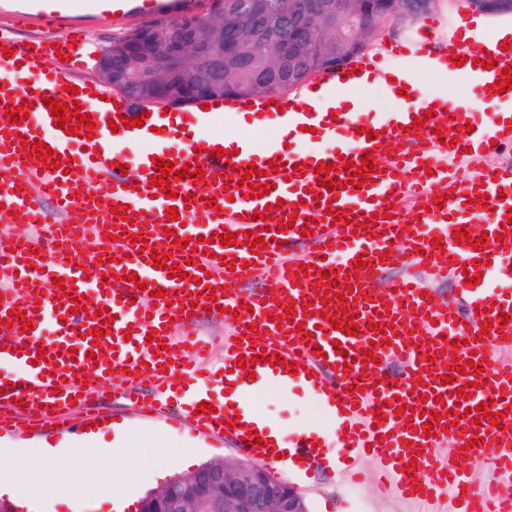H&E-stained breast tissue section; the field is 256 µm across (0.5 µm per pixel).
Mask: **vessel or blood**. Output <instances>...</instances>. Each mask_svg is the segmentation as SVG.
Wrapping results in <instances>:
<instances>
[{
    "mask_svg": "<svg viewBox=\"0 0 512 512\" xmlns=\"http://www.w3.org/2000/svg\"><path fill=\"white\" fill-rule=\"evenodd\" d=\"M89 0H54L52 7L34 12H15L14 27L30 31L28 44H20L5 32L0 44L12 58L0 54V221L17 218L34 225L36 236L0 234V319L10 311L24 313L23 322H11L9 333L0 336V432L21 425L40 430L58 423L71 405L82 408V427L104 423L98 401L124 383V397L143 416H150L170 395L186 396L180 420L195 435L221 438L237 451L258 449L248 430L234 426L244 410L258 411V402L248 407L218 408L215 420L198 414L199 395L206 382L202 373L209 363L210 341L201 336L198 311L190 295L211 286L223 290L217 303L235 311L232 336L224 343V365L231 368L235 384L254 392L267 385L308 389L331 415L336 437L344 450L333 471L355 478L363 463H373L383 491L428 512H512V498L496 492V485L512 482V169L482 166L485 154L497 153L512 142V122L500 113H486L471 121L469 112L454 102L438 105L435 115L426 108L397 113L385 120L343 106L336 113H273L274 138L256 148L250 135L236 138L232 160L212 156L205 126L210 112H171L164 134L153 140L147 154L127 172H120L123 144L115 140L110 120L124 116L131 121L129 138L138 142L155 126V117L142 118L127 100L118 107L92 110V99L101 95L95 86L83 85L79 94L68 92L84 68L86 35L82 18ZM494 60L486 68L485 60ZM512 51L499 41L475 53L474 60L459 67L486 102H512V89L499 93L493 85L508 64ZM40 69L39 79L24 75ZM79 106L92 115L95 128L77 127L66 134L55 125L48 100ZM30 103V116L22 125L8 120L6 108ZM425 124L415 127V117ZM140 117V116H139ZM474 131H467L466 122ZM309 128L311 144L284 151L278 139H295L300 128ZM375 138H367V131ZM38 141L71 160L72 171L46 168L36 156H25L23 145ZM374 160L362 185L351 184L349 171L362 170L363 156ZM176 158L191 169L206 171L204 182L184 178L173 183L174 197H151L150 176L154 157ZM352 170H345L346 161ZM256 164L273 186L268 194L251 199L229 196L224 181L239 185L243 166ZM277 173H269L270 164ZM303 171H295V164ZM329 164L335 189L319 184L317 169ZM443 184L445 204L435 202L430 186ZM195 201H188V194ZM109 206H102L100 196ZM487 198L486 206L475 203ZM413 198L412 211H405L404 198ZM66 216L55 223L47 204ZM279 204L281 216H296L292 228L277 232L269 219L253 220L267 204ZM126 206L125 219H116L110 205ZM178 208L180 218L170 221L169 208ZM375 218V227L338 223V213ZM482 225L489 240L477 251L470 240L456 241L462 225ZM311 234H304V227ZM263 229L265 250L250 253L247 246L217 243L223 232ZM146 234L149 242L171 252L187 277L171 278L168 270L156 269L152 258L143 257L135 239ZM208 238L210 247L200 245ZM186 239L179 249L177 239ZM309 245L300 259H289L285 250ZM199 252L189 262L190 252ZM391 252L397 260L418 265V277L384 279L382 256ZM255 263L264 281L263 290L247 292L238 286L229 261ZM97 266L101 279L86 282L84 269ZM480 273L481 280L466 285L465 272ZM348 279L347 301L337 300L328 276ZM71 280L73 289L62 295L54 278ZM452 281L455 302H447L430 286ZM145 282L168 291L156 305L144 304ZM42 304L33 307L34 294ZM85 297L88 309L73 311L72 302ZM298 303L296 315L280 306L281 298ZM109 310L115 320L109 332L94 337L98 311ZM354 313L357 331L348 334L333 328L331 319ZM510 322H500L501 314ZM312 341H305L304 333ZM108 349L109 360L93 363L90 350ZM196 359L187 363L185 351ZM39 355L30 363V355ZM281 355L280 365L269 358ZM456 355L460 373L453 385L440 381L448 372V357ZM253 360L249 369L238 368V357ZM397 360L400 373L389 376L384 363ZM484 363L482 376L467 372V362ZM84 381H77V374ZM153 379L152 394H143L141 376ZM487 378L477 386L478 378ZM467 388V400L451 395L450 387ZM500 411L498 424H471L467 413L481 402ZM453 412L452 425L429 420L439 408ZM429 434H422L423 424ZM301 466H322L327 456L316 430L290 437ZM484 463L486 479L478 480L454 462L458 452Z\"/></svg>",
    "mask_w": 512,
    "mask_h": 512,
    "instance_id": "b4317fda",
    "label": "vessel or blood"
}]
</instances>
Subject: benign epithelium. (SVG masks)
Here are the masks:
<instances>
[{"label":"benign epithelium","mask_w":512,"mask_h":512,"mask_svg":"<svg viewBox=\"0 0 512 512\" xmlns=\"http://www.w3.org/2000/svg\"><path fill=\"white\" fill-rule=\"evenodd\" d=\"M438 0H288L274 13L269 0H228L207 18L165 16L151 29H130L100 51L97 72L112 89L134 87L142 104L179 107L230 92L294 88L343 68L399 17L413 21ZM468 8L512 15V0H464ZM266 46L270 55L251 81L240 68ZM139 512H309L290 483L258 463H206L169 477L147 495Z\"/></svg>","instance_id":"7a95c632"}]
</instances>
